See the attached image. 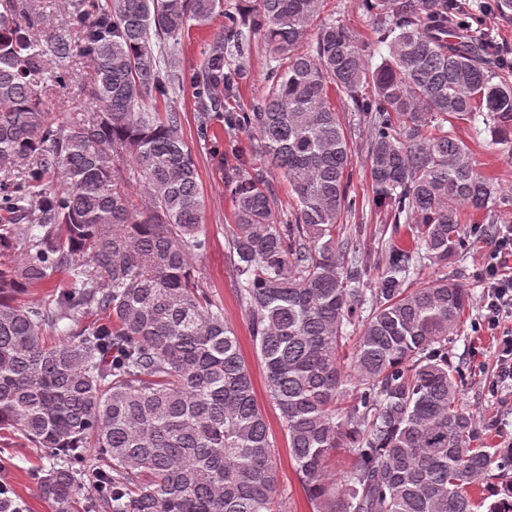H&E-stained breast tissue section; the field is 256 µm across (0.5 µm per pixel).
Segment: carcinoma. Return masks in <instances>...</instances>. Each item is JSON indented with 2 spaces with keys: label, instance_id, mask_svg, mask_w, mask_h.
Masks as SVG:
<instances>
[{
  "label": "carcinoma",
  "instance_id": "1",
  "mask_svg": "<svg viewBox=\"0 0 512 512\" xmlns=\"http://www.w3.org/2000/svg\"><path fill=\"white\" fill-rule=\"evenodd\" d=\"M324 2L224 11L197 80L203 96L217 84L233 94L241 67L224 46L262 35L267 90L228 123L250 131L266 168L224 173L226 238L298 482L312 512H512V447L483 446L448 363L471 290L446 274L420 280L465 246L460 207L493 224L503 199L444 124L485 116L493 144L512 151V48L485 23L512 20V0H364L371 44ZM219 7L68 0L65 21L43 32L35 0H0V256L24 243L19 263H0V430L58 459L35 478L51 512H75L87 477L99 488L84 512L286 510L238 336L190 267L207 235L181 115L148 106L179 82L187 24ZM373 44L387 48L378 63ZM78 59L92 65L82 92L100 111L59 124L43 92L72 83ZM338 104L364 125L374 199L410 228L411 246H389L383 265L343 224L357 201ZM124 160L151 201L140 215L116 187ZM269 168L295 196L286 213ZM60 270L68 288L23 301ZM90 311L98 319L81 324ZM62 324L67 338L47 343ZM0 512H27L9 486Z\"/></svg>",
  "mask_w": 512,
  "mask_h": 512
}]
</instances>
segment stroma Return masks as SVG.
<instances>
[{"mask_svg":"<svg viewBox=\"0 0 512 512\" xmlns=\"http://www.w3.org/2000/svg\"><path fill=\"white\" fill-rule=\"evenodd\" d=\"M224 19L215 16L205 26H190L180 38V84L169 98L170 105L181 115L184 138L190 146L198 170L199 190L204 202L203 223L210 245L193 256L192 264L218 302L224 307V317L234 327L241 344L243 358L250 370L256 400L268 420L275 437V452L280 468L281 486L288 512H310V504L299 484L288 457V445L279 424V411L270 401L264 383L261 358L250 337L246 318L236 298V281L226 258V227L234 221L235 201L224 183L225 169L238 163V151L249 143L247 132L230 129L226 117L244 104L262 97L268 54L259 35L246 34L239 47L226 48L224 56L230 63L241 65L242 76L235 95L215 90L212 95L216 109L202 112L194 90V78L209 58L211 48L221 39ZM90 69L85 63L75 66L73 83L65 89L47 92L46 99L58 121L67 122L76 115H92L97 107L84 98L80 87L86 83ZM454 134L467 142L474 152L478 168L499 183L512 187V156L502 146L492 144L488 133H476L472 124H456ZM350 194L359 208L347 217L350 231L362 246L385 251L389 244L410 245L407 226L394 225L385 207L373 199L367 149L355 141L351 165ZM488 250L482 240L473 238L449 265L448 274L467 285L472 293L469 310L457 335L448 339V358L462 376L461 397L473 412L479 427L485 428L484 442L489 446H504L512 441V388L494 389L496 341L489 331L480 328L481 262ZM49 459L42 449L23 440L17 433L0 431V479L22 497L28 512H51L36 492L34 475L47 468Z\"/></svg>","mask_w":512,"mask_h":512,"instance_id":"35a3bbf8","label":"stroma"}]
</instances>
